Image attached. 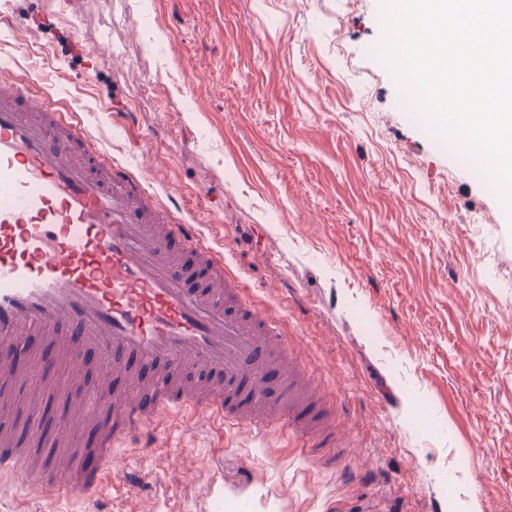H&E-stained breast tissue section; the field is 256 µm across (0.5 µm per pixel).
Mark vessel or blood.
<instances>
[{"label": "vessel or blood", "instance_id": "b4317fda", "mask_svg": "<svg viewBox=\"0 0 512 512\" xmlns=\"http://www.w3.org/2000/svg\"><path fill=\"white\" fill-rule=\"evenodd\" d=\"M31 334L76 368L97 349L122 380L72 401L70 421L94 436L84 447L0 433V474L55 498L105 501L115 456L175 414L261 437L283 424L307 447L329 439L333 403L309 392L278 319L33 71L0 74L1 382L40 363L22 344Z\"/></svg>", "mask_w": 512, "mask_h": 512}]
</instances>
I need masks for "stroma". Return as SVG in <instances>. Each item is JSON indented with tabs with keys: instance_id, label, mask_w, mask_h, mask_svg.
<instances>
[{
	"instance_id": "stroma-1",
	"label": "stroma",
	"mask_w": 512,
	"mask_h": 512,
	"mask_svg": "<svg viewBox=\"0 0 512 512\" xmlns=\"http://www.w3.org/2000/svg\"><path fill=\"white\" fill-rule=\"evenodd\" d=\"M78 29L80 45L70 40ZM379 0H0L38 72L223 251L336 403L339 468L202 414L118 465L112 512H512V218L378 58ZM42 379L0 427L31 433ZM0 512H98L0 478Z\"/></svg>"
}]
</instances>
